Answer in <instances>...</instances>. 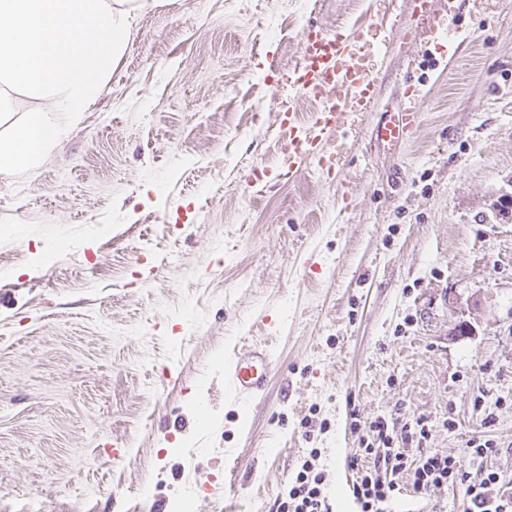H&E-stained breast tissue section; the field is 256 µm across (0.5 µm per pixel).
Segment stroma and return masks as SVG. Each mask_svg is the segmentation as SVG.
<instances>
[{"instance_id": "35a3bbf8", "label": "stroma", "mask_w": 512, "mask_h": 512, "mask_svg": "<svg viewBox=\"0 0 512 512\" xmlns=\"http://www.w3.org/2000/svg\"><path fill=\"white\" fill-rule=\"evenodd\" d=\"M463 44L393 48L379 106L427 94L404 144L345 126V175H279L306 23L398 38L410 0H161L89 112L0 179V512H277L318 449L353 512L352 418L512 480V0H460ZM268 169L249 183L254 168ZM270 345L259 409L224 363ZM399 512H462L461 489Z\"/></svg>"}]
</instances>
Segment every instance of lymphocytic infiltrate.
<instances>
[{
    "label": "lymphocytic infiltrate",
    "mask_w": 512,
    "mask_h": 512,
    "mask_svg": "<svg viewBox=\"0 0 512 512\" xmlns=\"http://www.w3.org/2000/svg\"><path fill=\"white\" fill-rule=\"evenodd\" d=\"M426 437L423 422L398 424L377 416L360 437L359 446L347 456L346 465L356 473L352 496L358 512H392L402 494L396 477L408 473L415 493L452 486L463 492V512H512V480L488 472L478 480L462 472L454 457L438 452L414 453ZM317 451H310L289 480L279 512H333L318 471Z\"/></svg>",
    "instance_id": "obj_1"
}]
</instances>
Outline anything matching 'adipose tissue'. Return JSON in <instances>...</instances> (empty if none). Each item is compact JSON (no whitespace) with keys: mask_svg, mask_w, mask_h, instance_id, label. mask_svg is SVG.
Segmentation results:
<instances>
[{"mask_svg":"<svg viewBox=\"0 0 512 512\" xmlns=\"http://www.w3.org/2000/svg\"><path fill=\"white\" fill-rule=\"evenodd\" d=\"M158 0H0V174L64 139Z\"/></svg>","mask_w":512,"mask_h":512,"instance_id":"adipose-tissue-1","label":"adipose tissue"}]
</instances>
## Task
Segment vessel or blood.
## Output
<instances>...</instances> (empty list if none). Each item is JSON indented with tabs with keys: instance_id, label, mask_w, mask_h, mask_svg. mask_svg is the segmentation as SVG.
Here are the masks:
<instances>
[{
	"instance_id": "b4317fda",
	"label": "vessel or blood",
	"mask_w": 512,
	"mask_h": 512,
	"mask_svg": "<svg viewBox=\"0 0 512 512\" xmlns=\"http://www.w3.org/2000/svg\"><path fill=\"white\" fill-rule=\"evenodd\" d=\"M420 25L431 36L455 40L459 29L449 27L446 17L433 10V0H413ZM300 63L296 82L302 95L315 102L308 120L298 112H284L279 124L285 145L281 167L294 175L311 158L317 159L327 173L343 172L349 154L346 136L339 130L346 115L366 112L378 99V76L372 60L385 56L390 42L370 44L364 27L348 35H330L313 26L300 34ZM403 105L382 111L372 129L375 142L390 147L413 137L420 123L419 90L406 86ZM273 369V353L265 346H251L237 351L224 365V381L234 400L258 406L266 391Z\"/></svg>"
}]
</instances>
